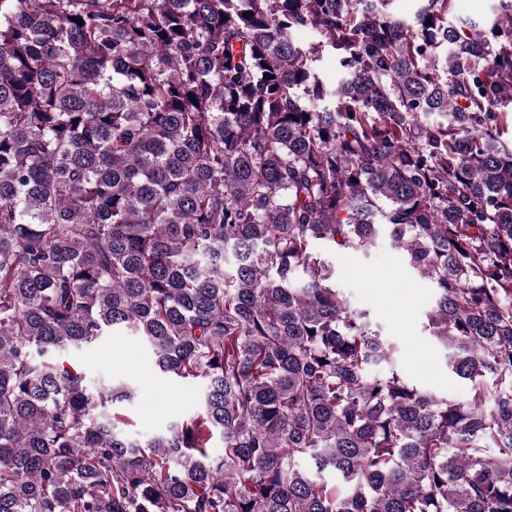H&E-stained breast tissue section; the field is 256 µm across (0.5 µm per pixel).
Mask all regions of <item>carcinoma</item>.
Here are the masks:
<instances>
[{"label":"carcinoma","instance_id":"1","mask_svg":"<svg viewBox=\"0 0 512 512\" xmlns=\"http://www.w3.org/2000/svg\"><path fill=\"white\" fill-rule=\"evenodd\" d=\"M391 2L0 0V512H512V0ZM382 237L460 397L317 250ZM122 330L204 384L144 443L66 358ZM453 23L473 22L487 25L495 17L497 0H455Z\"/></svg>","mask_w":512,"mask_h":512}]
</instances>
